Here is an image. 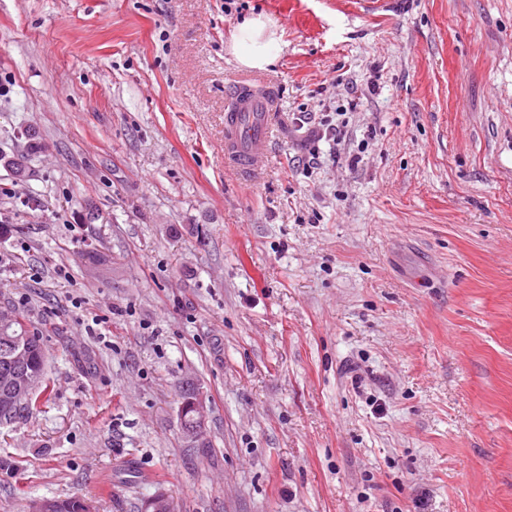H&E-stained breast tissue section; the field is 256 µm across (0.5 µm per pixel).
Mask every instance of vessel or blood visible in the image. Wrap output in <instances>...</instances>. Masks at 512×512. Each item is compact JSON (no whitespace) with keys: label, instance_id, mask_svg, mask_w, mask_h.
I'll return each instance as SVG.
<instances>
[{"label":"vessel or blood","instance_id":"obj_1","mask_svg":"<svg viewBox=\"0 0 512 512\" xmlns=\"http://www.w3.org/2000/svg\"><path fill=\"white\" fill-rule=\"evenodd\" d=\"M273 95L257 86L236 90L224 114V155L246 178L259 175L269 155Z\"/></svg>","mask_w":512,"mask_h":512}]
</instances>
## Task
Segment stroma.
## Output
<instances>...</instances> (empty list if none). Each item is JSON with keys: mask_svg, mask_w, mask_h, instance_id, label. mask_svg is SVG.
<instances>
[{"mask_svg": "<svg viewBox=\"0 0 512 512\" xmlns=\"http://www.w3.org/2000/svg\"><path fill=\"white\" fill-rule=\"evenodd\" d=\"M382 2L0 0V314L53 388L0 424V512H512V0ZM229 50L242 68L264 70L274 65L280 51L276 22L264 14L244 18L232 37ZM274 104L269 91L242 83L224 114V156L245 178L259 175L268 160Z\"/></svg>", "mask_w": 512, "mask_h": 512, "instance_id": "35a3bbf8", "label": "stroma"}]
</instances>
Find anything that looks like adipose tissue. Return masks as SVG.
Here are the masks:
<instances>
[{"mask_svg":"<svg viewBox=\"0 0 512 512\" xmlns=\"http://www.w3.org/2000/svg\"><path fill=\"white\" fill-rule=\"evenodd\" d=\"M279 51L277 24L264 14L244 18L230 45V54L237 65L251 70L274 65Z\"/></svg>","mask_w":512,"mask_h":512,"instance_id":"1","label":"adipose tissue"}]
</instances>
